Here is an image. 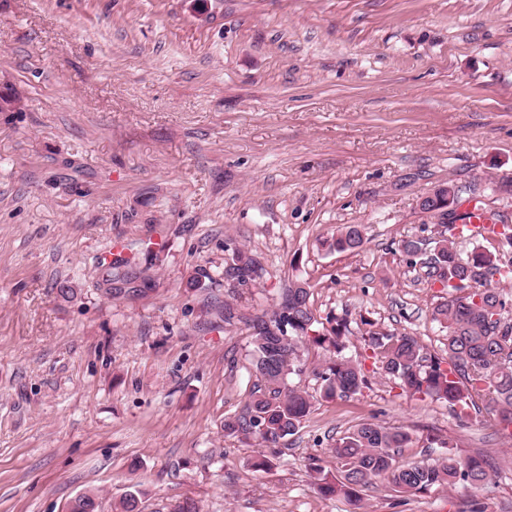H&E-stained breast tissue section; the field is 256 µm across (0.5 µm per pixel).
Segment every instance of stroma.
<instances>
[{"label":"stroma","mask_w":512,"mask_h":512,"mask_svg":"<svg viewBox=\"0 0 512 512\" xmlns=\"http://www.w3.org/2000/svg\"><path fill=\"white\" fill-rule=\"evenodd\" d=\"M0 93L21 101L0 112V512L87 491L120 512L134 487L141 512H352L312 467L364 422L412 433L400 463L440 437L491 469L376 482L365 512H512V437L403 391L363 341L371 321L442 353L446 291L398 249L442 231L421 197L477 181L512 215V0H0ZM343 224L358 252L329 249ZM237 246L262 267L245 285ZM298 284L318 321L347 317L368 385L322 398L301 346L289 384L313 407L257 472L224 421L258 382L253 320ZM261 270L258 261L247 251L235 247L232 252L231 263L224 266V277L235 280L239 284H246L255 280Z\"/></svg>","instance_id":"1"}]
</instances>
